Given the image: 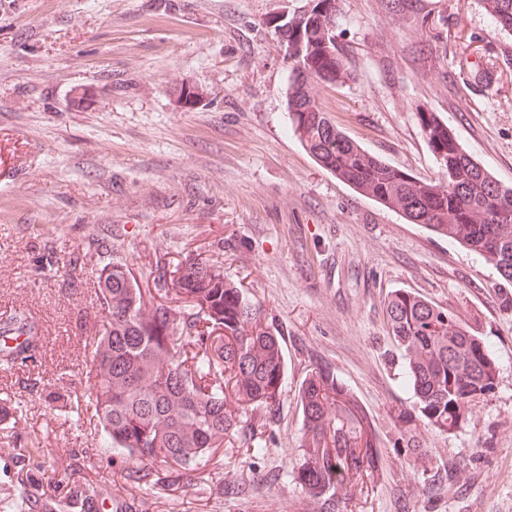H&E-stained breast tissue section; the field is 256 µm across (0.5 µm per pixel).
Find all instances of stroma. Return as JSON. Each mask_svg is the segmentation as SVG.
<instances>
[{
    "mask_svg": "<svg viewBox=\"0 0 512 512\" xmlns=\"http://www.w3.org/2000/svg\"><path fill=\"white\" fill-rule=\"evenodd\" d=\"M309 0H0V310L41 327L36 360L0 371V512L22 494L77 490L132 512H326L292 464L298 391L330 365L371 420L378 456L339 512H512V308L475 252L412 224L321 168L289 129V71L275 28ZM350 79L315 85L337 127L420 179L438 168L417 118L438 114L512 183V35L483 0H340ZM204 92L179 107L176 89ZM93 99L72 103L74 89ZM78 258V272L64 265ZM220 262L282 331L287 375L247 425L266 446L224 445L194 471L126 481L89 431L80 385L103 324L93 282L128 266L148 301L181 308L157 261ZM398 288L457 312L492 349L497 386L453 431L428 427L400 378L385 303ZM71 402L54 407L50 395ZM455 463L452 487L433 483Z\"/></svg>",
    "mask_w": 512,
    "mask_h": 512,
    "instance_id": "1",
    "label": "stroma"
}]
</instances>
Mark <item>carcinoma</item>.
Segmentation results:
<instances>
[{"mask_svg":"<svg viewBox=\"0 0 512 512\" xmlns=\"http://www.w3.org/2000/svg\"><path fill=\"white\" fill-rule=\"evenodd\" d=\"M338 0L312 6L275 25L288 46L286 106L292 134L324 170L374 201L448 240L482 255L512 283V184L495 179L460 144L448 123L418 113L439 178L418 179L385 163L332 122L311 84L349 78L336 47ZM494 28L512 33V0H489ZM95 289L106 326H91L93 351L85 378L102 448L136 465L126 480L138 483L158 460L195 470L200 458L224 443L263 452L232 404L272 406L281 392L285 361L281 332L264 324L249 292L222 266L180 264L163 286L191 303L184 313L149 304L130 269L102 268ZM386 324L404 361L405 380L418 410L438 429H457L474 398L493 393L497 366L489 346L457 316L406 290L392 292ZM26 336L0 355V370L36 353L39 328L20 311L0 325ZM301 446L295 467L301 484L323 499L327 512L372 468L377 455L370 423L328 366L314 368L299 390Z\"/></svg>","mask_w":512,"mask_h":512,"instance_id":"1","label":"carcinoma"}]
</instances>
